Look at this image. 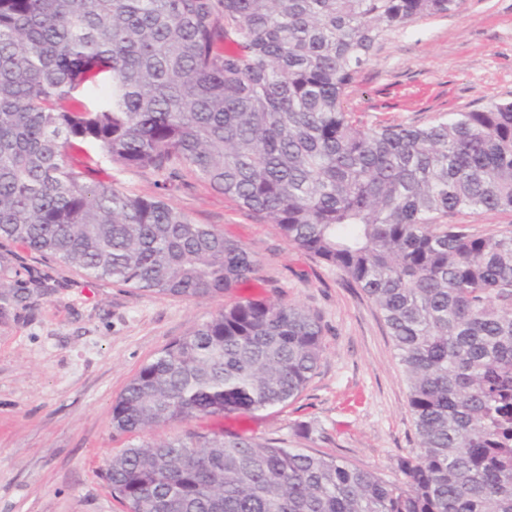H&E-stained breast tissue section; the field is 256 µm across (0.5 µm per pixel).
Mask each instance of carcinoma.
<instances>
[{
  "mask_svg": "<svg viewBox=\"0 0 512 512\" xmlns=\"http://www.w3.org/2000/svg\"><path fill=\"white\" fill-rule=\"evenodd\" d=\"M463 0H0V240L93 280L185 299L255 278L256 256L170 203L183 174L344 272L381 313L417 451L400 483L232 431L132 444L106 479L127 512H512V102L427 124L344 109L379 42ZM110 89L89 106L80 91ZM147 168L161 193L98 178ZM317 316L246 298L174 340L112 405V428L298 398ZM456 224H470V227L478 234H485L503 229L512 225V213H491L463 211L453 218Z\"/></svg>",
  "mask_w": 512,
  "mask_h": 512,
  "instance_id": "1",
  "label": "carcinoma"
}]
</instances>
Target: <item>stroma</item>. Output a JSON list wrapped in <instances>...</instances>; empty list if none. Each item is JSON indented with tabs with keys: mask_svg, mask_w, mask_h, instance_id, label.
Instances as JSON below:
<instances>
[{
	"mask_svg": "<svg viewBox=\"0 0 512 512\" xmlns=\"http://www.w3.org/2000/svg\"><path fill=\"white\" fill-rule=\"evenodd\" d=\"M492 100L512 101V0H464L386 35L356 73L344 108L366 124H425ZM170 199L195 223L255 253L256 281L216 298L158 297L89 280L0 240V282L21 293L0 313V512H126L104 478L112 456L132 443L221 427L398 480L399 458L417 446L408 386L364 292L193 175ZM243 297L318 315L323 352L303 393L288 405L222 421L114 431L112 404L140 367Z\"/></svg>",
	"mask_w": 512,
	"mask_h": 512,
	"instance_id": "1",
	"label": "stroma"
}]
</instances>
